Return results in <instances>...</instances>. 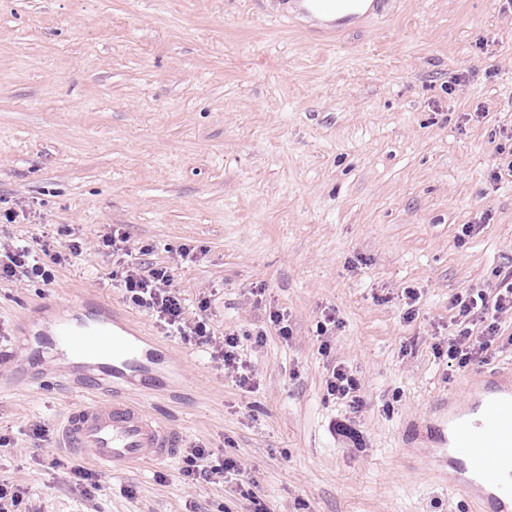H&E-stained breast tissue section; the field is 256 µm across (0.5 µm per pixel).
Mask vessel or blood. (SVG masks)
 <instances>
[{
	"instance_id": "b4317fda",
	"label": "vessel or blood",
	"mask_w": 512,
	"mask_h": 512,
	"mask_svg": "<svg viewBox=\"0 0 512 512\" xmlns=\"http://www.w3.org/2000/svg\"><path fill=\"white\" fill-rule=\"evenodd\" d=\"M120 318L63 319L55 334L57 356L83 359L93 372L87 381L89 400L66 414V448L108 469L138 463L144 456L166 462L178 452L177 433L144 408L122 399L120 384L135 383L149 371V354L126 335ZM116 383L112 400L97 403L93 395L104 382ZM474 415L449 419L448 461L466 479L457 489L479 502L483 512H512V385L490 383L474 405Z\"/></svg>"
}]
</instances>
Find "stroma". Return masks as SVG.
<instances>
[{
	"label": "stroma",
	"instance_id": "1",
	"mask_svg": "<svg viewBox=\"0 0 512 512\" xmlns=\"http://www.w3.org/2000/svg\"><path fill=\"white\" fill-rule=\"evenodd\" d=\"M301 3L0 0V198L23 212L0 239L54 275L0 279V480L26 487L29 512H466L430 425L484 366L434 348L454 296L512 270V0H378L325 24ZM115 229L189 313L209 299L215 336L241 335L251 386L133 307L102 245ZM93 292L163 351L132 393L180 453L95 467L86 493L61 440L83 371L41 341ZM339 363L360 411L327 396ZM195 446L246 478L199 495L181 474Z\"/></svg>",
	"mask_w": 512,
	"mask_h": 512
}]
</instances>
